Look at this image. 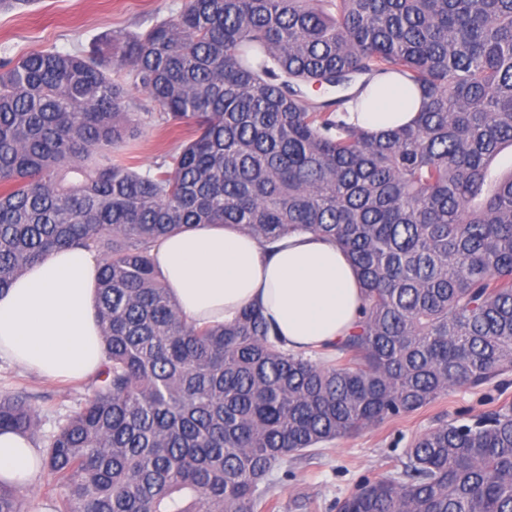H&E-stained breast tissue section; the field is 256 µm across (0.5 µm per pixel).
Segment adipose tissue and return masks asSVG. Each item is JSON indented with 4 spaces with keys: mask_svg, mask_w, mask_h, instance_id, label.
<instances>
[{
    "mask_svg": "<svg viewBox=\"0 0 512 512\" xmlns=\"http://www.w3.org/2000/svg\"><path fill=\"white\" fill-rule=\"evenodd\" d=\"M417 90L399 77L380 80L348 123L382 132L410 122ZM161 278L187 319L234 320L260 303L290 348L333 345L356 325L362 307L358 278L337 243L295 235L265 250L257 240L221 224L188 227L156 243ZM97 262L87 250L62 249L34 263L0 294V356L49 379L93 374L101 362L95 316ZM40 474L31 440L0 434V477L30 486Z\"/></svg>",
    "mask_w": 512,
    "mask_h": 512,
    "instance_id": "ef3b65f1",
    "label": "adipose tissue"
}]
</instances>
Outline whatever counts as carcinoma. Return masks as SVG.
I'll list each match as a JSON object with an SVG mask.
<instances>
[{
	"label": "carcinoma",
	"instance_id": "carcinoma-1",
	"mask_svg": "<svg viewBox=\"0 0 512 512\" xmlns=\"http://www.w3.org/2000/svg\"><path fill=\"white\" fill-rule=\"evenodd\" d=\"M158 108L129 111L122 74ZM421 94L412 123L342 119L376 78ZM188 136L144 173L142 127ZM512 0H185L98 48L0 60V292L53 251H99L102 357L44 438L25 392L0 434L35 441L47 490L0 480V512H275L288 460L454 387L512 373ZM231 224L268 246L338 242L362 319L290 350L252 303L224 324L179 312L156 240ZM336 512H512V402L439 421Z\"/></svg>",
	"mask_w": 512,
	"mask_h": 512
}]
</instances>
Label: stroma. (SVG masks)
Listing matches in <instances>:
<instances>
[{"instance_id": "35a3bbf8", "label": "stroma", "mask_w": 512, "mask_h": 512, "mask_svg": "<svg viewBox=\"0 0 512 512\" xmlns=\"http://www.w3.org/2000/svg\"><path fill=\"white\" fill-rule=\"evenodd\" d=\"M184 0H37L25 13L0 14V58L32 50L61 52L89 50L103 35L122 31L142 33L157 20L177 14ZM178 131L154 123L144 126L129 153L140 171L159 163L175 150ZM0 391H23L41 411V431L50 433L58 416L75 407L78 383H59L39 377L0 358ZM512 400V384L474 392L461 387L433 406L337 439L320 449L317 458L289 461L288 475L277 478L269 495L279 512H336L337 499L364 480L385 476L403 458L412 438L440 419L467 422L501 399Z\"/></svg>"}]
</instances>
